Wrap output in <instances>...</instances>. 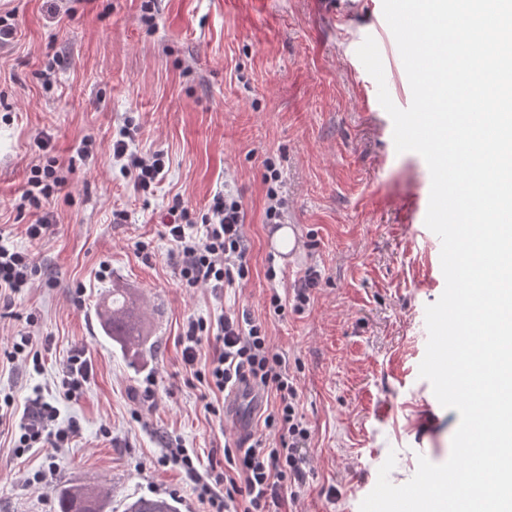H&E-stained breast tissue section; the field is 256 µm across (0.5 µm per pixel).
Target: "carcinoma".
Masks as SVG:
<instances>
[{"mask_svg":"<svg viewBox=\"0 0 512 512\" xmlns=\"http://www.w3.org/2000/svg\"><path fill=\"white\" fill-rule=\"evenodd\" d=\"M103 327L126 351L137 352L146 341L138 313L137 299L114 288L99 305ZM56 512H111V489L97 484H70L56 491ZM124 512H177L172 499L140 496L126 503Z\"/></svg>","mask_w":512,"mask_h":512,"instance_id":"obj_1","label":"carcinoma"}]
</instances>
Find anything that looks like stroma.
<instances>
[{
	"mask_svg": "<svg viewBox=\"0 0 512 512\" xmlns=\"http://www.w3.org/2000/svg\"><path fill=\"white\" fill-rule=\"evenodd\" d=\"M53 5L0 0L14 26L0 42V237L48 270L0 297V399L13 402L0 418V512H55V490L82 483L110 487L113 512L142 495L202 512L191 481L160 458L170 437L193 451L199 471L224 467L237 421L223 396L204 402L191 374L212 348L189 367L179 337L188 318L232 310L264 323L297 383L309 438L291 512H359L391 454L395 485L413 477L419 457L445 462L459 414L419 376L425 308L445 287L441 240L424 226L431 175L418 153L396 151L392 119L357 56L374 37L392 101L410 106L382 0H154L152 32L142 0H70L59 15ZM128 116L136 148L169 158L151 195L134 194L112 167V138ZM86 137L93 156L75 160ZM46 154L74 167L46 207L52 233L32 241L25 228L39 214L20 196ZM269 161L288 198L283 222L297 229L289 254L265 221ZM226 188L246 212L250 275L221 294L179 287L161 236L167 208L178 197L206 210ZM310 269L320 278L309 305L275 314L272 292L292 296ZM114 288L140 299L148 338L139 354L122 352L99 324ZM22 334L35 336L38 363L10 358ZM77 352L92 375L74 400L62 380ZM37 396L78 434L63 448L20 453L18 424Z\"/></svg>",
	"mask_w": 512,
	"mask_h": 512,
	"instance_id": "35a3bbf8",
	"label": "stroma"
}]
</instances>
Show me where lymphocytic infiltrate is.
Returning a JSON list of instances; mask_svg holds the SVG:
<instances>
[{"instance_id": "f902f5d3", "label": "lymphocytic infiltrate", "mask_w": 512, "mask_h": 512, "mask_svg": "<svg viewBox=\"0 0 512 512\" xmlns=\"http://www.w3.org/2000/svg\"><path fill=\"white\" fill-rule=\"evenodd\" d=\"M133 142L130 124H123L112 142V158L134 193H154L164 176L165 156L160 151L133 149ZM61 170L62 164L54 156L31 168L22 195L30 208L43 209L61 193L66 183ZM168 217L164 226L172 244L168 259L178 272L181 287L205 286L220 293L248 278L246 213L238 195L216 193L208 211L201 215L176 197ZM198 224L204 228L199 235L193 232ZM42 274L41 266L26 251L0 240V292L19 293ZM210 335L216 341L214 353L207 370L197 372L198 381L210 392L228 397L240 387L251 388L259 398L258 419L247 436L225 439L223 471L200 473L194 457L178 445L160 462L185 472L206 512H284L305 484L307 460L302 448L309 437L288 363L272 347L262 322L247 313L228 312L213 325L200 318L188 319L180 338L187 365H194L204 337ZM56 420L54 406L33 399L19 423L17 448L43 442L60 448L70 443L77 427H60Z\"/></svg>"}]
</instances>
